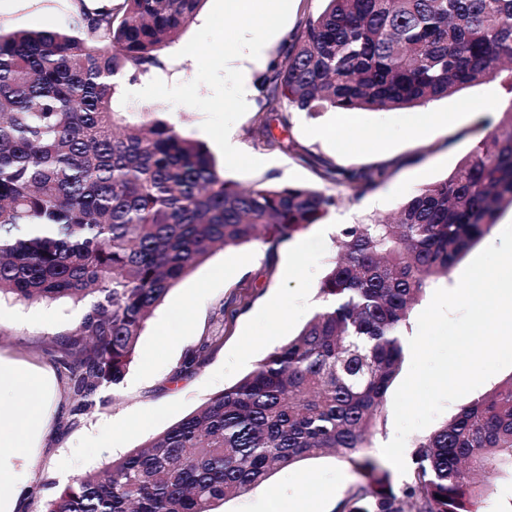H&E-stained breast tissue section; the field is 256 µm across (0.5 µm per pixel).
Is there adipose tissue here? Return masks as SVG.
<instances>
[{
    "instance_id": "adipose-tissue-1",
    "label": "adipose tissue",
    "mask_w": 512,
    "mask_h": 512,
    "mask_svg": "<svg viewBox=\"0 0 512 512\" xmlns=\"http://www.w3.org/2000/svg\"><path fill=\"white\" fill-rule=\"evenodd\" d=\"M50 380L42 372L0 361V447L26 455L44 424Z\"/></svg>"
}]
</instances>
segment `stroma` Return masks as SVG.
I'll return each instance as SVG.
<instances>
[{
	"mask_svg": "<svg viewBox=\"0 0 512 512\" xmlns=\"http://www.w3.org/2000/svg\"><path fill=\"white\" fill-rule=\"evenodd\" d=\"M76 0H0V26L12 29L65 28L75 18ZM206 12H199L176 41L161 55L160 67L149 78L174 86L193 80L197 63L179 51L203 26ZM266 70L263 62L251 67L254 91L247 112L231 128L243 152L261 159L253 173L229 172L228 177L249 185L267 175L291 185L316 186L320 180L315 158H324L342 169L384 168L387 178L361 199H347L344 185L328 184L340 202L323 224H314L279 244L274 257H267L262 244L249 242L215 250L169 292L154 311L143 331L135 356L123 381L101 394L95 409L72 417V400L62 380L56 379L45 406L42 436L29 452L27 465L48 474L67 469L76 476L104 467L112 460L139 449L209 398L252 371L268 353L293 339L316 309L318 286L337 252L342 225L385 219L424 186L447 177L461 160L497 126L501 111L512 102V81L499 77L464 88L448 98L429 104L435 123L420 134L412 128L419 109L362 112L327 111L310 117L288 109L287 124L273 122L276 137L293 140L298 151L271 148L248 136L247 130L260 108L258 89ZM161 113L179 131L192 139L206 141L201 129L203 113L193 107L160 100L115 103V111ZM382 125L390 135L374 151L338 144L349 130ZM325 241L312 260L303 266L287 263L293 242L316 234ZM241 301L235 316L220 313L228 295ZM189 307V320L172 326L174 343L163 345L158 329L171 324L173 313ZM87 305L69 298L48 303L24 304L0 299V359L55 373L49 354L52 346L65 340L81 323ZM223 337L222 347L209 358L202 371L188 380L171 382L174 367L203 336ZM357 470L339 455L323 453L293 466L277 470L249 492L225 501L223 512H267L283 499H309L312 512H334L350 488L358 482Z\"/></svg>",
	"mask_w": 512,
	"mask_h": 512,
	"instance_id": "obj_1",
	"label": "stroma"
}]
</instances>
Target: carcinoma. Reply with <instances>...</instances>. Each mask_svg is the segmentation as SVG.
<instances>
[{"mask_svg": "<svg viewBox=\"0 0 512 512\" xmlns=\"http://www.w3.org/2000/svg\"><path fill=\"white\" fill-rule=\"evenodd\" d=\"M282 43L248 135L279 147L283 105L311 115L425 107L459 89L512 78V0H324ZM203 0H79L75 25L0 28V296L89 300L52 351L89 412L121 383L151 312L213 248L259 242L273 255L320 224L340 198L266 176L225 177L208 147L146 110L116 112L115 79L145 72ZM320 179L357 199L382 173ZM512 208V104L445 179L394 221L345 224L297 336L143 450L71 478L42 512H219L271 474L332 450L362 480L336 512H482L512 470V377L416 446L409 481L365 453L403 356L409 307ZM223 343L203 336L174 381L197 375Z\"/></svg>", "mask_w": 512, "mask_h": 512, "instance_id": "cac0c4a2", "label": "carcinoma"}]
</instances>
